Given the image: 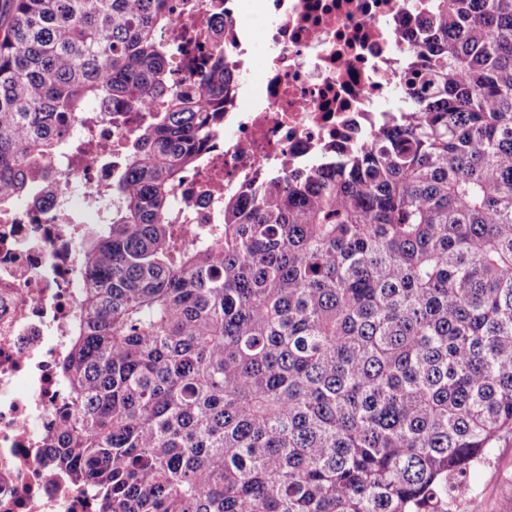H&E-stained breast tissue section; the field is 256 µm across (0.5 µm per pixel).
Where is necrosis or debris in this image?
<instances>
[{
    "mask_svg": "<svg viewBox=\"0 0 512 512\" xmlns=\"http://www.w3.org/2000/svg\"><path fill=\"white\" fill-rule=\"evenodd\" d=\"M195 30L176 44L194 56L212 21L230 24L235 65L224 92V133L172 200L195 224L216 223L227 195L271 172L307 167L366 147L385 103L407 99L404 75L415 25L430 0H197ZM261 12L244 35L240 17ZM131 128L100 117L80 167L60 161L46 177L58 190L0 220V512H93L88 489L47 463L44 432L63 397L56 366L76 309V242L100 224L109 160Z\"/></svg>",
    "mask_w": 512,
    "mask_h": 512,
    "instance_id": "obj_1",
    "label": "necrosis or debris"
}]
</instances>
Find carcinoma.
<instances>
[{
  "instance_id": "obj_1",
  "label": "carcinoma",
  "mask_w": 512,
  "mask_h": 512,
  "mask_svg": "<svg viewBox=\"0 0 512 512\" xmlns=\"http://www.w3.org/2000/svg\"><path fill=\"white\" fill-rule=\"evenodd\" d=\"M195 0H10L0 208L90 106L140 112L78 242L47 461L97 512H469L512 433V0H432L406 107L325 168L194 227L171 200L224 126L227 43L184 87Z\"/></svg>"
}]
</instances>
